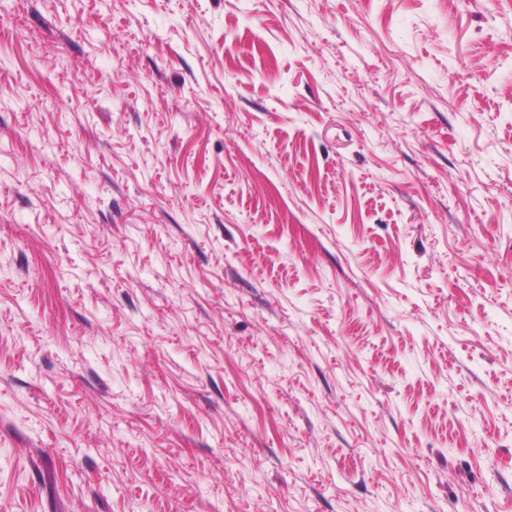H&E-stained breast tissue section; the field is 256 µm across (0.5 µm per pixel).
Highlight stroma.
I'll use <instances>...</instances> for the list:
<instances>
[{"label":"stroma","mask_w":512,"mask_h":512,"mask_svg":"<svg viewBox=\"0 0 512 512\" xmlns=\"http://www.w3.org/2000/svg\"><path fill=\"white\" fill-rule=\"evenodd\" d=\"M0 512H512V0H0Z\"/></svg>","instance_id":"1"}]
</instances>
